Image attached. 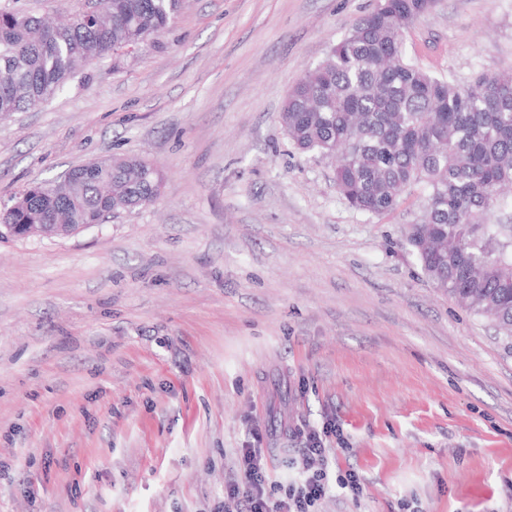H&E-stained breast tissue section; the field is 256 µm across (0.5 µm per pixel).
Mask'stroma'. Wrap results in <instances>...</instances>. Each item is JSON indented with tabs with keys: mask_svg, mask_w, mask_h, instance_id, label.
Wrapping results in <instances>:
<instances>
[{
	"mask_svg": "<svg viewBox=\"0 0 512 512\" xmlns=\"http://www.w3.org/2000/svg\"><path fill=\"white\" fill-rule=\"evenodd\" d=\"M379 0H182L138 48L0 120V207L90 160H150L154 205L62 238L0 225V512H212L261 449L279 498L335 422L364 493L318 512H512V341L433 288L281 126ZM406 58L512 71V0H437Z\"/></svg>",
	"mask_w": 512,
	"mask_h": 512,
	"instance_id": "35a3bbf8",
	"label": "stroma"
}]
</instances>
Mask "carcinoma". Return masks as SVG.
Here are the masks:
<instances>
[{
	"mask_svg": "<svg viewBox=\"0 0 512 512\" xmlns=\"http://www.w3.org/2000/svg\"><path fill=\"white\" fill-rule=\"evenodd\" d=\"M104 27L83 13L54 26L22 7L0 9V117L30 109L63 89L85 57L104 58L165 31L181 0H106ZM424 0H382L288 94L279 120L295 146L335 163V181L357 211L395 210L403 193H426L406 244L432 285L512 339V76L466 84L432 76L406 60L403 31ZM138 157L118 156L94 174L42 184L12 198L1 224H48L65 207L76 224H97L120 189L130 210L153 204L162 178Z\"/></svg>",
	"mask_w": 512,
	"mask_h": 512,
	"instance_id": "cac0c4a2",
	"label": "carcinoma"
}]
</instances>
